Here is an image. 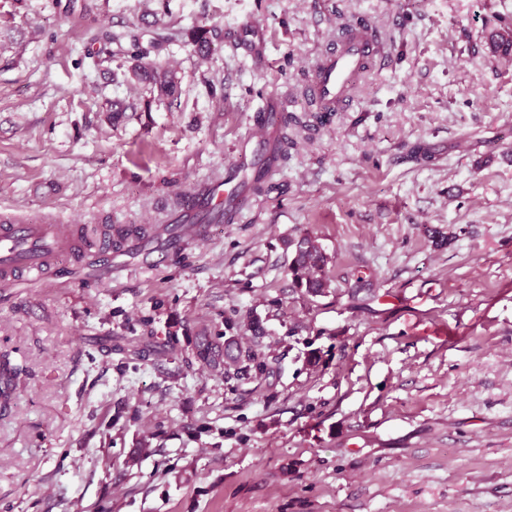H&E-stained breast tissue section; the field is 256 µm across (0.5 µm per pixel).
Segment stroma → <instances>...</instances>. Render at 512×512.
<instances>
[{"label":"stroma","instance_id":"35a3bbf8","mask_svg":"<svg viewBox=\"0 0 512 512\" xmlns=\"http://www.w3.org/2000/svg\"><path fill=\"white\" fill-rule=\"evenodd\" d=\"M362 20L386 56L348 110L289 128L233 223L174 262L134 246L99 281L63 252L0 287V351L26 371L0 512H512V57L486 45L512 0H0V215L179 228L177 198L223 179L266 101L302 113ZM135 44L177 100L116 76ZM306 234L332 258L321 296L287 272ZM228 318L273 377L234 391L195 360Z\"/></svg>","mask_w":512,"mask_h":512}]
</instances>
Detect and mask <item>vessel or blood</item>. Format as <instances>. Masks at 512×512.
Listing matches in <instances>:
<instances>
[{
	"label": "vessel or blood",
	"mask_w": 512,
	"mask_h": 512,
	"mask_svg": "<svg viewBox=\"0 0 512 512\" xmlns=\"http://www.w3.org/2000/svg\"><path fill=\"white\" fill-rule=\"evenodd\" d=\"M380 52L378 39L367 27L353 26L338 36L335 47L323 54L306 87L307 95L317 102L319 111L345 107L351 87ZM234 179V173L229 171L224 176V186L215 187L211 195L187 193L182 208L185 217H196L222 204L240 208L246 194L233 188ZM67 236L68 227L64 224L0 221V283L44 277Z\"/></svg>",
	"instance_id": "obj_1"
}]
</instances>
